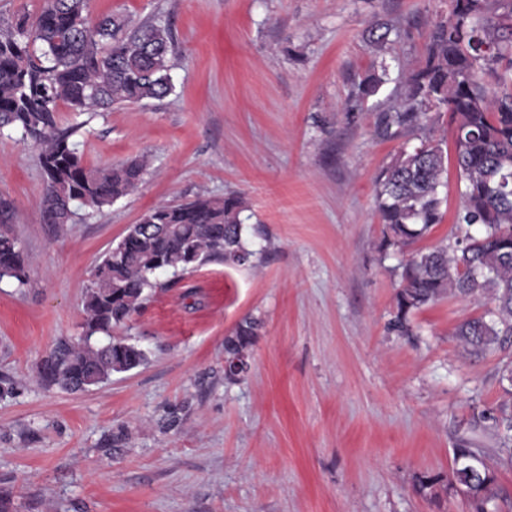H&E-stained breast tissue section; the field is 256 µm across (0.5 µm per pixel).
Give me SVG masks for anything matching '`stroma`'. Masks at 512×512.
Segmentation results:
<instances>
[{
    "instance_id": "35a3bbf8",
    "label": "stroma",
    "mask_w": 512,
    "mask_h": 512,
    "mask_svg": "<svg viewBox=\"0 0 512 512\" xmlns=\"http://www.w3.org/2000/svg\"><path fill=\"white\" fill-rule=\"evenodd\" d=\"M92 16L169 27L174 91L105 112L62 111L85 162L144 155L139 189L66 230L44 223L39 148L0 134V199L28 282L0 281V512H512V449L480 411L502 395L506 352L459 345L489 297L445 295L387 328L408 251L383 252L375 181L411 136L384 139L382 101L348 118L350 76L412 70L449 0H89ZM375 21L401 27L376 51ZM443 220L420 248L452 242L455 167ZM240 195L265 237L248 267L159 272L113 335L146 364L83 392L38 368L80 342L98 263L152 207ZM260 326L250 370L224 377V339ZM470 448L503 495L477 509L451 483ZM438 481L422 486L421 476Z\"/></svg>"
}]
</instances>
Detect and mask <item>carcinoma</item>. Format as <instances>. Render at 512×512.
<instances>
[{
	"label": "carcinoma",
	"mask_w": 512,
	"mask_h": 512,
	"mask_svg": "<svg viewBox=\"0 0 512 512\" xmlns=\"http://www.w3.org/2000/svg\"><path fill=\"white\" fill-rule=\"evenodd\" d=\"M394 30L373 24L368 41L382 50ZM174 50L169 28L132 25L114 15L95 18L87 0H44L40 12L0 25V132L18 131L40 148L46 223L69 224L76 205L99 210L134 193L148 167L144 156L112 167L87 165L70 142L76 127L59 125V105L90 112L161 100L173 91ZM390 82L384 64L353 82L344 112L366 111ZM397 82L400 101L378 113L375 132L415 133L418 144L394 156L377 178L376 208L386 226L380 249L403 248L441 222L448 154L431 129L444 112L464 207L453 242L419 249L402 266L389 330L409 334V315L447 293L487 294L494 308L461 322L455 335L474 353L512 347V0H450L448 17L430 29L419 65ZM243 211L235 194L151 208L99 265L84 304L85 340L57 347L41 363V378L77 392L144 364L146 353L122 339L99 345L90 339L129 320L154 287L155 270L183 273L210 261L252 265ZM3 279L20 285L26 279L25 258L7 229L0 230ZM258 326L243 320L224 339V356L248 358ZM499 382L502 399L489 419L511 442V364L499 370ZM453 477L477 501L498 496L494 475L466 448L458 449Z\"/></svg>",
	"instance_id": "obj_1"
}]
</instances>
